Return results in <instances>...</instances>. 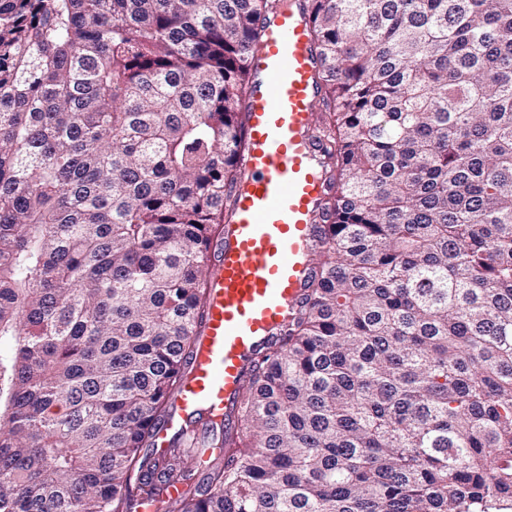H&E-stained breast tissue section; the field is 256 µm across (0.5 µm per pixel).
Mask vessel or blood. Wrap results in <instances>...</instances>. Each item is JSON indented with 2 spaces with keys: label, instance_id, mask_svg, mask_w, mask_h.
I'll use <instances>...</instances> for the list:
<instances>
[{
  "label": "vessel or blood",
  "instance_id": "1",
  "mask_svg": "<svg viewBox=\"0 0 512 512\" xmlns=\"http://www.w3.org/2000/svg\"><path fill=\"white\" fill-rule=\"evenodd\" d=\"M249 64L243 178L210 264L196 355L156 436L161 450L191 421L230 419L249 357L287 319L312 263L325 183L310 135L316 65L301 11L279 12L260 29Z\"/></svg>",
  "mask_w": 512,
  "mask_h": 512
}]
</instances>
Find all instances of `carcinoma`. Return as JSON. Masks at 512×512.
<instances>
[{
    "instance_id": "carcinoma-1",
    "label": "carcinoma",
    "mask_w": 512,
    "mask_h": 512,
    "mask_svg": "<svg viewBox=\"0 0 512 512\" xmlns=\"http://www.w3.org/2000/svg\"><path fill=\"white\" fill-rule=\"evenodd\" d=\"M280 0H0V512H512V0H304L325 191L234 427L165 423Z\"/></svg>"
}]
</instances>
